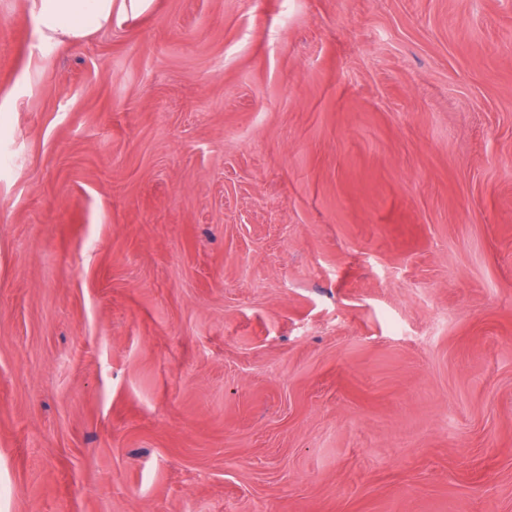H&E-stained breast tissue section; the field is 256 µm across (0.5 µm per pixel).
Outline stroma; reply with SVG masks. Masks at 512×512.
Here are the masks:
<instances>
[{
	"label": "stroma",
	"mask_w": 512,
	"mask_h": 512,
	"mask_svg": "<svg viewBox=\"0 0 512 512\" xmlns=\"http://www.w3.org/2000/svg\"><path fill=\"white\" fill-rule=\"evenodd\" d=\"M0 0V512H512V0ZM119 2V4H118ZM152 0H34L32 18L43 45L81 40L112 24L115 7L142 12Z\"/></svg>",
	"instance_id": "obj_1"
}]
</instances>
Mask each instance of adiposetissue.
<instances>
[{
  "label": "adipose tissue",
  "instance_id": "obj_1",
  "mask_svg": "<svg viewBox=\"0 0 512 512\" xmlns=\"http://www.w3.org/2000/svg\"><path fill=\"white\" fill-rule=\"evenodd\" d=\"M151 0H34L32 18L42 44L77 41L111 25L114 9L144 11Z\"/></svg>",
  "mask_w": 512,
  "mask_h": 512
}]
</instances>
